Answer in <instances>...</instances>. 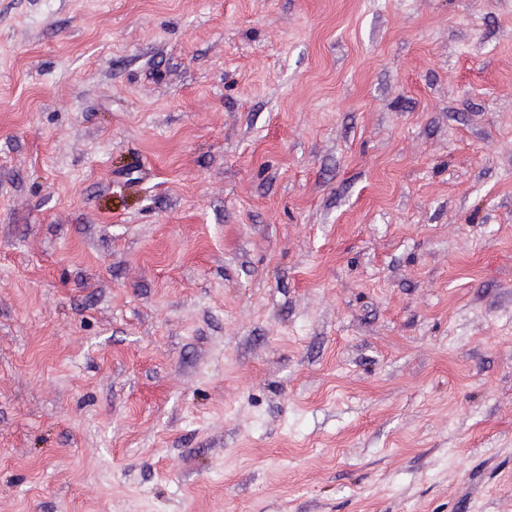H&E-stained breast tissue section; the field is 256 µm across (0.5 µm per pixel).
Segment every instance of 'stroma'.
<instances>
[{
    "mask_svg": "<svg viewBox=\"0 0 512 512\" xmlns=\"http://www.w3.org/2000/svg\"><path fill=\"white\" fill-rule=\"evenodd\" d=\"M0 512H512V0H0Z\"/></svg>",
    "mask_w": 512,
    "mask_h": 512,
    "instance_id": "obj_1",
    "label": "stroma"
}]
</instances>
